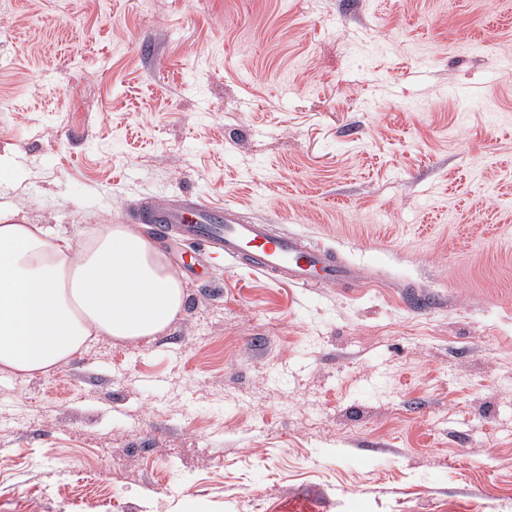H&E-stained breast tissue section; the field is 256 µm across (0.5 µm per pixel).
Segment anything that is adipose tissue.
<instances>
[{
    "mask_svg": "<svg viewBox=\"0 0 512 512\" xmlns=\"http://www.w3.org/2000/svg\"><path fill=\"white\" fill-rule=\"evenodd\" d=\"M13 217L0 210V371L58 367L96 336L150 340L181 312V273L137 226L72 238Z\"/></svg>",
    "mask_w": 512,
    "mask_h": 512,
    "instance_id": "ef3b65f1",
    "label": "adipose tissue"
}]
</instances>
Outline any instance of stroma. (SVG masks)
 <instances>
[{
  "label": "stroma",
  "instance_id": "stroma-1",
  "mask_svg": "<svg viewBox=\"0 0 512 512\" xmlns=\"http://www.w3.org/2000/svg\"><path fill=\"white\" fill-rule=\"evenodd\" d=\"M512 0H0V208L192 196L331 247L179 241L161 336L0 372V512H512Z\"/></svg>",
  "mask_w": 512,
  "mask_h": 512
}]
</instances>
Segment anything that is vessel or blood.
Here are the masks:
<instances>
[{
    "label": "vessel or blood",
    "mask_w": 512,
    "mask_h": 512,
    "mask_svg": "<svg viewBox=\"0 0 512 512\" xmlns=\"http://www.w3.org/2000/svg\"><path fill=\"white\" fill-rule=\"evenodd\" d=\"M148 222L160 235H180L223 251L225 259L268 277L303 288L347 281L351 269L331 249L308 239L273 232L269 225L244 221L230 207H208L196 200L153 210Z\"/></svg>",
    "instance_id": "obj_1"
}]
</instances>
